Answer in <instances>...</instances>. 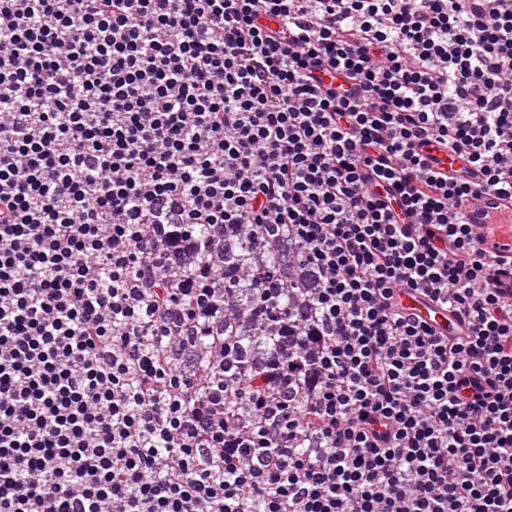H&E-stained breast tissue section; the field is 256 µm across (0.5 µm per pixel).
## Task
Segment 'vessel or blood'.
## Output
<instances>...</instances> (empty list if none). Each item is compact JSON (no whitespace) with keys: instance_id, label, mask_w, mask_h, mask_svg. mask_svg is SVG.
<instances>
[{"instance_id":"vessel-or-blood-1","label":"vessel or blood","mask_w":512,"mask_h":512,"mask_svg":"<svg viewBox=\"0 0 512 512\" xmlns=\"http://www.w3.org/2000/svg\"><path fill=\"white\" fill-rule=\"evenodd\" d=\"M466 223L480 227L483 236V249L504 252L512 256V203L493 195H482L470 202L463 210ZM402 308L410 314L420 316L436 330L450 333L455 322L450 312L433 305L427 298L418 294H402Z\"/></svg>"}]
</instances>
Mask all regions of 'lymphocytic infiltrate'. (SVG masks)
Returning a JSON list of instances; mask_svg holds the SVG:
<instances>
[{"label": "lymphocytic infiltrate", "instance_id": "lymphocytic-infiltrate-1", "mask_svg": "<svg viewBox=\"0 0 512 512\" xmlns=\"http://www.w3.org/2000/svg\"><path fill=\"white\" fill-rule=\"evenodd\" d=\"M483 194L512 0H0V512H512ZM402 308L408 314H415L429 322L437 331L444 334H455L452 326L456 323L450 312L433 305L427 298L419 294L403 293L400 295Z\"/></svg>", "mask_w": 512, "mask_h": 512}]
</instances>
